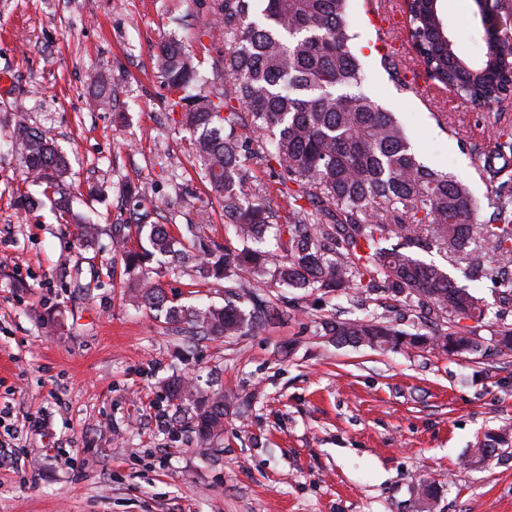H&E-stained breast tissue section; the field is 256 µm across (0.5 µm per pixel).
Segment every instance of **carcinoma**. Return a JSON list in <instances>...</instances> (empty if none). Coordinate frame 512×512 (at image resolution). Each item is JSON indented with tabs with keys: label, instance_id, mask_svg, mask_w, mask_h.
<instances>
[{
	"label": "carcinoma",
	"instance_id": "cac0c4a2",
	"mask_svg": "<svg viewBox=\"0 0 512 512\" xmlns=\"http://www.w3.org/2000/svg\"><path fill=\"white\" fill-rule=\"evenodd\" d=\"M214 13L234 46L217 54L209 72H200L177 41L159 48L155 64L168 106L196 135L199 169L224 203L236 246L208 242L201 224H138L145 239L139 248L129 247L124 233L112 241L133 297L195 338L256 331L281 315L248 289L245 274L324 294L382 286L435 329H396L398 309L388 305L369 318L323 320L321 332L384 350L476 354L490 340L512 352V324L486 321L488 303L468 286L495 272L499 305L512 307V196L495 193L489 219L478 224L469 187L419 159L394 115L362 90L347 0H214ZM409 14V38L431 77L474 105L512 98V36L489 45L474 67L448 46L436 0H409ZM502 138L483 159L493 179L512 166V134ZM11 141L27 173L59 195L60 218L82 225V239L93 238L98 228L68 206L65 158L22 114ZM252 164L278 167L286 223L264 203V189L248 186ZM394 238L397 245L380 246ZM434 248L460 256L466 283L416 254ZM153 263L158 275L190 268L202 280L224 281V305L176 304L151 280ZM487 326L488 340L479 333ZM167 391L178 411L190 414L200 442L224 432V393L202 396L180 377ZM510 434L488 432L472 453L485 457Z\"/></svg>",
	"mask_w": 512,
	"mask_h": 512
}]
</instances>
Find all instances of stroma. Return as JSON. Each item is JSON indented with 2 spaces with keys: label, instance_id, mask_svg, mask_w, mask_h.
<instances>
[{
  "label": "stroma",
  "instance_id": "obj_1",
  "mask_svg": "<svg viewBox=\"0 0 512 512\" xmlns=\"http://www.w3.org/2000/svg\"><path fill=\"white\" fill-rule=\"evenodd\" d=\"M439 9L458 54L479 61L474 0ZM348 12L365 93L424 164L470 187L487 220L502 182L477 165L512 131V100L476 106L431 79L405 0H349ZM173 39L209 70L228 42L213 0H0V512H417L425 480L438 487L434 512H512V447L470 458L484 432L512 426V353L316 335V321L379 312L384 291L353 303L267 288L287 317L192 340L130 301L112 236L133 213L231 235L153 66ZM20 108L65 154L73 211L100 228L82 250L9 145ZM126 183L145 197L124 196ZM161 284L185 305L224 302L220 282ZM175 376L223 392V436L204 444L189 430L164 392Z\"/></svg>",
  "mask_w": 512,
  "mask_h": 512
}]
</instances>
